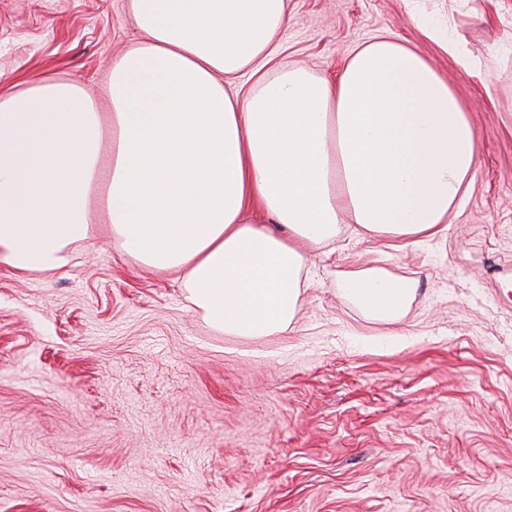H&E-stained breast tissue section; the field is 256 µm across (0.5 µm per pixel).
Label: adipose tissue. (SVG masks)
Listing matches in <instances>:
<instances>
[{
	"label": "adipose tissue",
	"instance_id": "obj_1",
	"mask_svg": "<svg viewBox=\"0 0 512 512\" xmlns=\"http://www.w3.org/2000/svg\"><path fill=\"white\" fill-rule=\"evenodd\" d=\"M129 8L142 38L112 67L111 132L75 83L0 95V266L16 275L54 272L90 239L89 194L103 182L127 256L178 273L213 327L266 336L291 323L309 251L343 216L413 245L468 192L477 134L408 44L377 36L332 81L276 64L286 0ZM248 72L247 95L225 87ZM259 210L271 223L254 221ZM344 291L384 319L411 293L373 273Z\"/></svg>",
	"mask_w": 512,
	"mask_h": 512
}]
</instances>
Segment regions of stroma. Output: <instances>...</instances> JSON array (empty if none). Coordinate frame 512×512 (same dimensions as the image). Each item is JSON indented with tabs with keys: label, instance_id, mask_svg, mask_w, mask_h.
I'll return each instance as SVG.
<instances>
[{
	"label": "stroma",
	"instance_id": "35a3bbf8",
	"mask_svg": "<svg viewBox=\"0 0 512 512\" xmlns=\"http://www.w3.org/2000/svg\"><path fill=\"white\" fill-rule=\"evenodd\" d=\"M281 63L335 77L386 33L479 140L447 231L339 225L287 330L213 328L174 273L94 236L52 274L0 267V512H512V0H288ZM128 0H0V92L79 84L112 128ZM410 284L384 321L342 291Z\"/></svg>",
	"mask_w": 512,
	"mask_h": 512
}]
</instances>
